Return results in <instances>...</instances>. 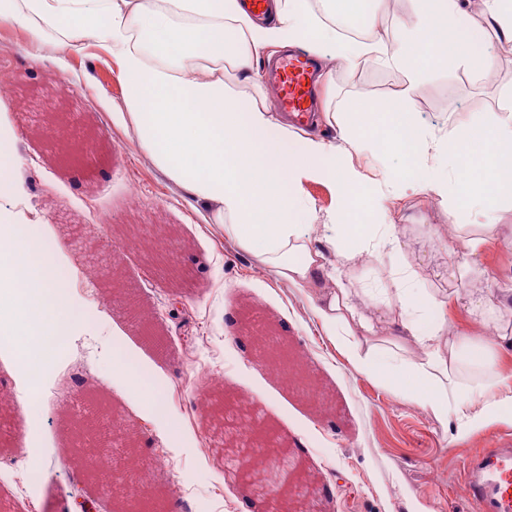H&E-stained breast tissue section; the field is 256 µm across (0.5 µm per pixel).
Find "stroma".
<instances>
[{
    "instance_id": "1",
    "label": "stroma",
    "mask_w": 512,
    "mask_h": 512,
    "mask_svg": "<svg viewBox=\"0 0 512 512\" xmlns=\"http://www.w3.org/2000/svg\"><path fill=\"white\" fill-rule=\"evenodd\" d=\"M485 49L495 59L489 75L461 69L424 84L416 101L424 124L440 127L452 116L490 120L512 106V50L492 32ZM0 60L13 75L0 114L17 137L19 208L58 244L76 272L69 288L91 305L37 405L0 412V512H14L12 453L35 442L47 448L43 464L53 473L42 512H70L81 497L94 512H128L130 502L119 490L131 475L127 467L117 465L113 475L92 482L66 453L73 434L103 408L126 420L143 462L168 461L152 476L162 512H195L203 492L212 497L213 512H242L247 493L223 446L243 398L255 439L273 438L290 457L288 479L315 474L308 494L314 512H474L460 478L463 464L490 438H512V425H489L457 439L453 426L353 372L319 336L306 296L262 270L221 228L201 223L183 191L139 148L133 127L113 124L121 88L97 48L72 58L78 79L65 98L57 93L60 70L23 31L0 28ZM405 83L398 71L334 63L331 83L319 87L317 136L337 140L332 116L353 97L385 99ZM387 207L411 238L409 259L422 263L427 287L465 294L467 282L449 279L448 265L468 260L466 244L452 238L442 245L431 233L448 221L443 207L424 196L394 198ZM131 225L145 234L170 230L188 281L171 287L140 252L121 247L122 231ZM117 287L134 292L156 315L167 352L144 341L114 302ZM270 322L294 341L326 409L269 374L253 336ZM116 347L151 374L166 401L165 417L125 394L123 379L112 371Z\"/></svg>"
}]
</instances>
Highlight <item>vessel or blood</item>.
Listing matches in <instances>:
<instances>
[{
  "mask_svg": "<svg viewBox=\"0 0 512 512\" xmlns=\"http://www.w3.org/2000/svg\"><path fill=\"white\" fill-rule=\"evenodd\" d=\"M316 67L315 57L303 52L284 55L271 67L277 85L274 107L302 125L318 109ZM463 484L475 512H512V445L497 443L471 455L463 468Z\"/></svg>",
  "mask_w": 512,
  "mask_h": 512,
  "instance_id": "1",
  "label": "vessel or blood"
}]
</instances>
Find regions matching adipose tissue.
I'll list each match as a JSON object with an SVG mask.
<instances>
[{
	"mask_svg": "<svg viewBox=\"0 0 512 512\" xmlns=\"http://www.w3.org/2000/svg\"><path fill=\"white\" fill-rule=\"evenodd\" d=\"M358 15L369 35L339 37L307 0H273V23L256 22L240 0H0V27L23 30L51 48L68 70L72 54L95 44L115 66L122 104L112 114L131 123L138 146L181 188L203 223L250 254L290 287L306 291L316 327L349 367L392 390L457 436L488 423H512V287L460 298L473 320L448 328V296L427 287L390 222H375L395 197L427 196L448 209L437 239L466 240L471 252L512 225L498 222L512 199V113L494 121L449 119L424 125L415 101L435 72L487 74L493 57L466 26L468 0H413V24L376 27L385 0H318ZM327 50L348 63H378L405 72L398 97L353 99L338 142L300 135L257 102L256 68L269 47ZM253 93H227L226 69ZM372 153L394 168L366 175L352 161ZM310 182L333 201L323 223H311ZM482 217L478 227L463 215ZM17 214L0 210V284L27 291L21 336L63 342L81 314L62 290L38 242L17 236ZM335 261H328V254ZM377 266L379 287L359 288L354 269Z\"/></svg>",
	"mask_w": 512,
	"mask_h": 512,
	"instance_id": "ef3b65f1",
	"label": "adipose tissue"
}]
</instances>
